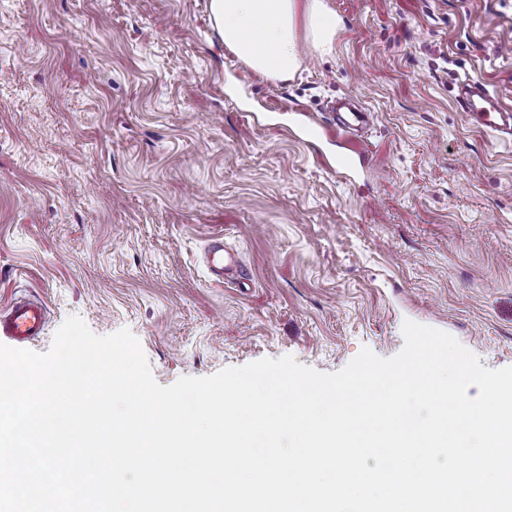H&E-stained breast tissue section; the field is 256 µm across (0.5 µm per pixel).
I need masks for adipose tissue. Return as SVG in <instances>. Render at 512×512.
I'll list each match as a JSON object with an SVG mask.
<instances>
[{
	"mask_svg": "<svg viewBox=\"0 0 512 512\" xmlns=\"http://www.w3.org/2000/svg\"><path fill=\"white\" fill-rule=\"evenodd\" d=\"M210 12L225 46L271 78L294 77L300 67L298 19H305L317 48H330L336 35V19L322 0H210Z\"/></svg>",
	"mask_w": 512,
	"mask_h": 512,
	"instance_id": "obj_1",
	"label": "adipose tissue"
}]
</instances>
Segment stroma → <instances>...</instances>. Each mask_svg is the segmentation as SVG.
Returning <instances> with one entry per match:
<instances>
[{"label": "stroma", "mask_w": 512, "mask_h": 512, "mask_svg": "<svg viewBox=\"0 0 512 512\" xmlns=\"http://www.w3.org/2000/svg\"><path fill=\"white\" fill-rule=\"evenodd\" d=\"M331 52L298 24L300 69L235 61L209 0H0V307L129 329L156 381L292 355L323 373L388 358L404 320L512 366V141L460 81L512 107V0H324ZM375 114L363 171L301 141L328 103ZM250 286L215 284L212 236ZM457 103L472 121L485 130L512 133V113L505 112L499 96L481 82L466 79L460 85Z\"/></svg>", "instance_id": "stroma-1"}]
</instances>
